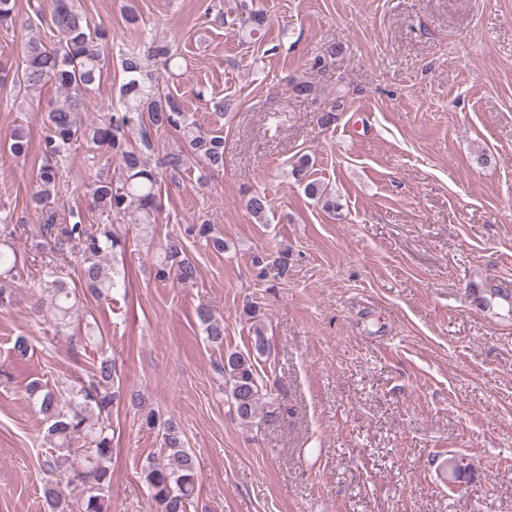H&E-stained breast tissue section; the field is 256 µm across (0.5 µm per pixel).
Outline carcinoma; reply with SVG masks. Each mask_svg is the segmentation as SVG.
Returning <instances> with one entry per match:
<instances>
[{
    "label": "carcinoma",
    "mask_w": 512,
    "mask_h": 512,
    "mask_svg": "<svg viewBox=\"0 0 512 512\" xmlns=\"http://www.w3.org/2000/svg\"><path fill=\"white\" fill-rule=\"evenodd\" d=\"M265 17L251 12L242 19L241 31L252 38L262 30ZM58 34V40L30 38L24 47L21 62L16 66L11 86L25 98L52 83L62 92V99L47 113L46 134L43 137L44 162L38 170L34 202L42 208L41 240L36 244L45 254L41 267L40 288L51 297L54 327L70 324L76 301V290L62 276L60 263L67 261L71 249L79 250V277L87 291L98 299H112L125 287L120 273L106 263V258L124 250L125 240L112 224H88L79 210L68 211V217L57 219V211L48 205L59 198L63 174L58 160L86 144L104 149L119 161L116 176L99 175L91 186L92 205L127 220L129 224H154L164 177L173 183L198 159L213 170L224 168V136L206 132L195 115L186 112L178 98L164 91L160 73L146 69L145 61L159 62L164 72L172 76L179 68L178 55L167 43L151 41L125 49L121 54V70L126 81L119 89L117 106L105 121L84 124L78 113L84 98L100 80L104 65L103 40L106 32L93 28L75 5V0H56L49 17L41 14L32 18L20 16L15 0H0V28L32 30L39 26ZM139 135L141 148L128 145V133ZM178 135L180 147L165 154L154 165V139L166 134ZM8 152L25 158L30 151L29 132L15 127L7 142ZM305 194L323 201L322 207L336 211V199L325 192L319 182L309 181ZM270 205L265 193L254 192L244 199L246 210L260 219ZM187 235L206 239L218 253L224 252V239L213 232L210 224H191ZM15 227L8 218L0 219V303L8 293L7 285L23 277L24 267L18 263L14 250ZM155 278L171 281L183 287L196 284L198 270L185 255V242L179 235L168 236L160 244L155 264ZM207 339L224 341V323L209 310H198ZM250 347L245 351H228L216 369L224 376L225 387L234 411L247 425L273 416L261 412L266 396V383L257 370L258 360L269 356L270 339L257 324L252 330ZM116 363L101 355L94 364L88 381L61 400L58 393L38 380L26 388L30 398L39 403L47 424V439L52 445L46 467L54 472L63 469L59 478L44 485L45 512H71L63 485L83 486V498L77 512H107L106 497L112 479V436L107 419L122 394L114 389ZM142 426L161 434V461L150 462L143 468L148 493L157 505V512H190L197 489L198 473L194 457L187 451L184 434L171 421H160L153 411L143 414ZM81 457L83 465L65 468L72 457Z\"/></svg>",
    "instance_id": "cac0c4a2"
}]
</instances>
